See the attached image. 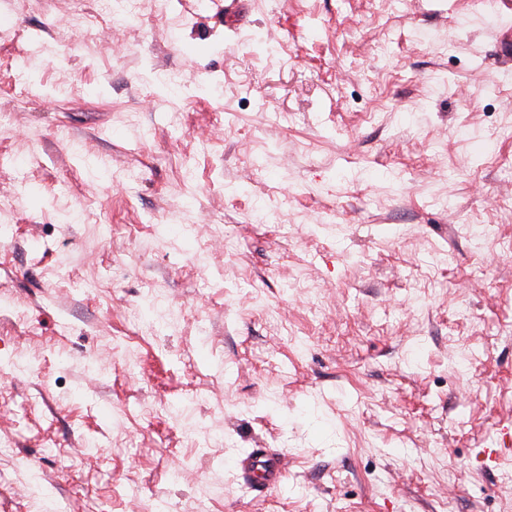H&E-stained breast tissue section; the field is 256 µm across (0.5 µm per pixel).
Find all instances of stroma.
<instances>
[{
    "label": "stroma",
    "mask_w": 512,
    "mask_h": 512,
    "mask_svg": "<svg viewBox=\"0 0 512 512\" xmlns=\"http://www.w3.org/2000/svg\"><path fill=\"white\" fill-rule=\"evenodd\" d=\"M83 8L0 0V512H512L491 0ZM89 11L84 13V21L77 19L78 27L83 28L84 22L87 25V18L90 13L98 12L106 16L114 26L135 27L138 20L136 0H87ZM236 472L244 487L260 493L278 491L288 476L286 457L261 449L238 460Z\"/></svg>",
    "instance_id": "1"
}]
</instances>
